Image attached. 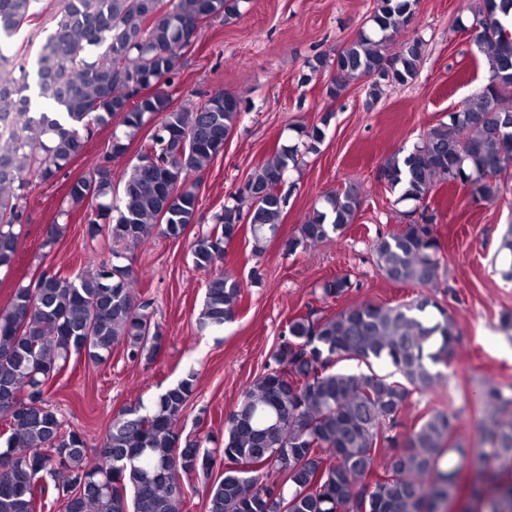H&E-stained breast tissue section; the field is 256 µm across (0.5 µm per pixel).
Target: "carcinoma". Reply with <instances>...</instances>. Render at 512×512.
<instances>
[{"mask_svg": "<svg viewBox=\"0 0 512 512\" xmlns=\"http://www.w3.org/2000/svg\"><path fill=\"white\" fill-rule=\"evenodd\" d=\"M33 0H0V117L13 130L0 140V267L16 253L21 200L30 177L50 179L84 148L94 129L118 115L127 128L114 135L109 154L69 192L73 205L97 201L87 235L137 243L153 227L181 237L193 223L196 195L190 176L224 152L242 112L240 100L219 93L190 109L173 110L157 91L131 99L171 78L181 51L202 23L238 13V0H59L53 32L41 46L35 85L14 75L12 38L33 17ZM415 0H377L368 26L335 50L317 57L312 71L329 67L326 95L341 97L357 78L371 81L378 96L389 85L416 78L424 42L407 37L390 46L414 15ZM512 0H481L470 26L493 15L500 30L477 35L488 76L463 105L422 135L409 152H398L381 169L400 200L423 201L442 182L462 184L474 203H492L494 179L512 165ZM392 71L386 78L383 72ZM161 121L115 191L111 161L123 155V137L155 116ZM322 128L298 131L249 178L224 207L213 228L190 245L195 267L209 275L197 323L220 330L233 321L243 286L217 268L224 246L250 226L253 251L275 235L288 206L287 172L316 151ZM361 206L355 185L326 194L313 208L288 251L342 235ZM441 250L434 224H408L375 245L376 265L389 281L427 286L437 276ZM499 269L512 281V225L501 237ZM129 265L101 262L95 271L46 269L18 287L0 312V418L8 428L0 448V512H35L38 496L61 490L63 512H183L186 491L178 474L206 481V512H444L457 492L458 467L468 449L456 441L460 411L430 408L400 444L394 433L411 397L447 383L439 366L457 341L454 318L428 295L393 306L361 303L332 316L309 312L288 323L265 372L246 387L224 423V446L212 436L182 437L176 429L195 390L190 372L146 407L142 401L112 419L100 448L88 453L84 435L65 430L62 416L43 397L44 388L71 355L99 363L123 343L132 361L157 357L165 341L134 285ZM352 288L346 276L324 283V296ZM338 359L371 364L384 360L394 371L351 374L330 370ZM491 409L480 429L493 453L470 478L479 512H512V393L487 388ZM382 472H375L378 457ZM224 469L216 479L217 463ZM67 474L64 483L46 477Z\"/></svg>", "mask_w": 512, "mask_h": 512, "instance_id": "carcinoma-1", "label": "carcinoma"}]
</instances>
